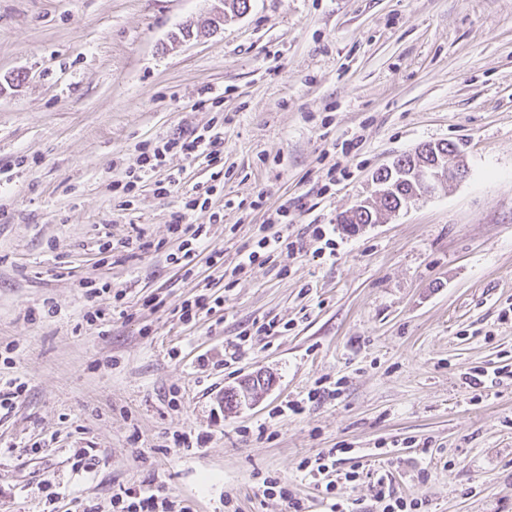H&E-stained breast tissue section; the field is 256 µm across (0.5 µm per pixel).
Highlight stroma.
<instances>
[{"label":"stroma","mask_w":512,"mask_h":512,"mask_svg":"<svg viewBox=\"0 0 512 512\" xmlns=\"http://www.w3.org/2000/svg\"><path fill=\"white\" fill-rule=\"evenodd\" d=\"M218 0H0V384L26 390L0 418V512H42L50 492L112 512L123 484L193 512H309L298 464L336 465L346 512H381L388 474L417 512H512V378L472 389L474 368H512V0H250L203 36ZM224 172L168 154L129 205L110 190L142 142L210 119ZM359 137L350 177L321 192L333 145ZM448 141L468 175L356 234L337 216L373 172ZM181 172L169 195L155 180ZM215 186L221 264L199 256L218 317L174 314L197 292L167 261L186 191ZM303 197L291 250L238 271L269 213ZM140 225L159 249L101 250ZM334 227L315 258L309 227ZM108 285L87 298L83 282ZM124 290V317L84 315ZM163 307H146L152 297ZM49 304L53 315L26 312ZM284 324L234 349L239 331ZM13 351H6V344ZM270 384L235 409L225 391ZM336 396L308 400L317 385ZM301 401L300 414L286 405ZM202 435L175 447L174 432ZM90 471L73 469L81 452ZM355 472L352 481L343 480ZM260 488H263V496L279 495L280 498L287 500L289 508L292 509L291 512H307L304 501L295 497L288 489V484L282 481L280 477L272 475L264 477Z\"/></svg>","instance_id":"1"}]
</instances>
